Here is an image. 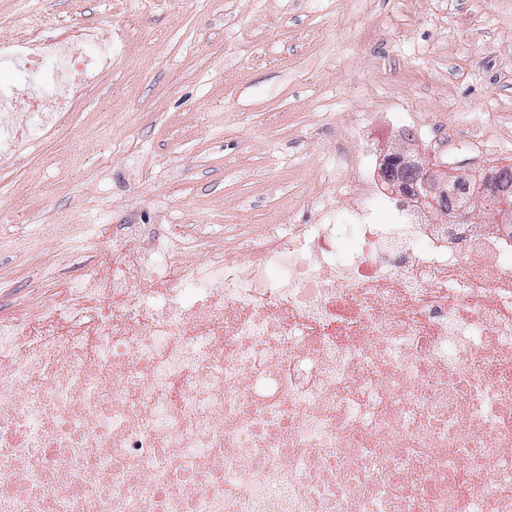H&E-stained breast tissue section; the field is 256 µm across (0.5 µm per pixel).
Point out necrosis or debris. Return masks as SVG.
<instances>
[{
  "label": "necrosis or debris",
  "instance_id": "1",
  "mask_svg": "<svg viewBox=\"0 0 512 512\" xmlns=\"http://www.w3.org/2000/svg\"><path fill=\"white\" fill-rule=\"evenodd\" d=\"M0 47V157L110 63ZM376 124L306 224H116L112 264L0 313V512H512V225L375 223ZM345 197L342 247L331 195Z\"/></svg>",
  "mask_w": 512,
  "mask_h": 512
}]
</instances>
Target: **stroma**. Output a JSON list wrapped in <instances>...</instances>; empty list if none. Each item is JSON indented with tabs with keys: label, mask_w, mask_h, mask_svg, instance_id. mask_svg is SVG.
<instances>
[{
	"label": "stroma",
	"mask_w": 512,
	"mask_h": 512,
	"mask_svg": "<svg viewBox=\"0 0 512 512\" xmlns=\"http://www.w3.org/2000/svg\"><path fill=\"white\" fill-rule=\"evenodd\" d=\"M79 23L111 68L55 129L0 160V291L84 274L58 224H304L324 152L367 113L416 135L439 122L512 161V0H0V44Z\"/></svg>",
	"instance_id": "35a3bbf8"
}]
</instances>
